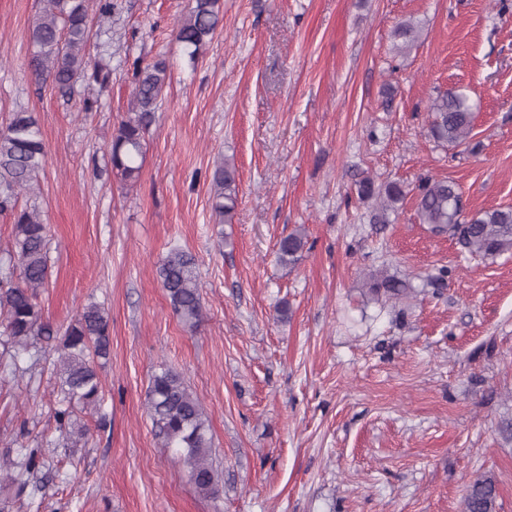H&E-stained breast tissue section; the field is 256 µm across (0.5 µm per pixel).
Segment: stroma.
<instances>
[{"mask_svg":"<svg viewBox=\"0 0 512 512\" xmlns=\"http://www.w3.org/2000/svg\"><path fill=\"white\" fill-rule=\"evenodd\" d=\"M112 84L80 112L28 69L42 0H0V123L36 113L51 228L44 314L67 325L108 310L99 371L110 417L84 443L59 439L54 353L13 363L0 346V457L36 449L35 492L0 482V512H462L478 473L512 512V253L484 260L433 234L416 197L380 213L356 183L455 182L466 215L512 208V0H221L196 63L176 30L189 0H117ZM410 20L419 39L396 49ZM171 68L134 186L104 152L132 94L133 63ZM464 86L477 150L428 135L432 100ZM234 162L231 223L211 173ZM303 228L295 264L280 239ZM195 258L203 318L176 315L157 268ZM386 267L416 293L380 302L363 276ZM444 287H436L438 276ZM287 316H280V306ZM177 371L210 425L218 490L200 492L146 409L160 365Z\"/></svg>","mask_w":512,"mask_h":512,"instance_id":"stroma-1","label":"stroma"}]
</instances>
